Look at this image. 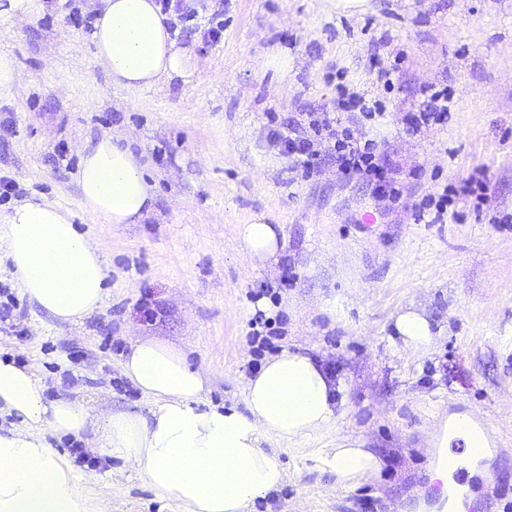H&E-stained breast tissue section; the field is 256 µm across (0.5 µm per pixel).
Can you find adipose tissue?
<instances>
[{"label":"adipose tissue","mask_w":512,"mask_h":512,"mask_svg":"<svg viewBox=\"0 0 512 512\" xmlns=\"http://www.w3.org/2000/svg\"><path fill=\"white\" fill-rule=\"evenodd\" d=\"M92 42L94 57L115 87H153L184 75L191 65L155 0H98ZM78 205L101 230L134 224L154 209V189L132 151L104 134L86 139L75 173ZM281 225L266 214L236 225L234 233L250 258H276ZM0 254L23 294L55 320L79 324L104 299L106 268L98 247L79 232L69 211L47 201L27 200L0 217ZM395 330L419 351L434 333L426 315L399 313ZM125 376L151 402L147 413L100 415L75 399L46 401L40 379L28 368L0 360V412L17 415L19 425L0 432V512H108L91 510L86 486L91 474L54 449L50 436L85 439L115 456L149 486L179 503L183 512H248L259 497L286 478L275 451L265 443L300 444L335 425V393L320 363L305 351L270 357L242 382L244 410L202 406L206 374L188 364L183 351L152 339H137L121 363ZM437 437L444 453L432 477L441 482L445 512H463L476 494L457 482L454 469H472L471 449L486 435L470 413L453 416ZM461 440L466 450L452 454ZM316 459L346 487L374 475L377 457L360 440L337 437Z\"/></svg>","instance_id":"obj_1"}]
</instances>
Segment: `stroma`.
<instances>
[{"instance_id": "35a3bbf8", "label": "stroma", "mask_w": 512, "mask_h": 512, "mask_svg": "<svg viewBox=\"0 0 512 512\" xmlns=\"http://www.w3.org/2000/svg\"><path fill=\"white\" fill-rule=\"evenodd\" d=\"M94 0H32L0 18V51L26 79L0 98V212L26 199L74 210L108 266L102 307L78 325L24 296L0 261V358L28 365L45 400L85 398L104 411H146L121 374L137 338L186 352L210 376L203 400L243 409L239 382L264 356L305 349L344 390L338 421L315 441L279 445L286 479L250 512H418L434 506L427 453L439 413L476 410L499 436L495 480L472 478L479 512H512V0H204L195 22L224 23L219 42L181 33L192 65L151 88L113 86L96 63ZM392 69L391 83L377 77ZM378 102L384 118L356 122L381 144L387 184L342 174L333 159L311 176L271 146L270 130L301 112H329L337 74ZM448 89L447 125L408 130L428 95ZM125 137L155 190L137 224L100 231L77 212L81 141ZM486 171L489 187L457 199L454 216L417 220L423 197ZM265 213L284 227L278 261L246 258L234 227ZM422 310L435 337L404 347L394 320ZM275 336L257 352L256 311ZM363 438L380 460L360 484L337 488L314 453L337 435ZM55 449L96 472L91 502L110 512H181L118 458Z\"/></svg>"}]
</instances>
